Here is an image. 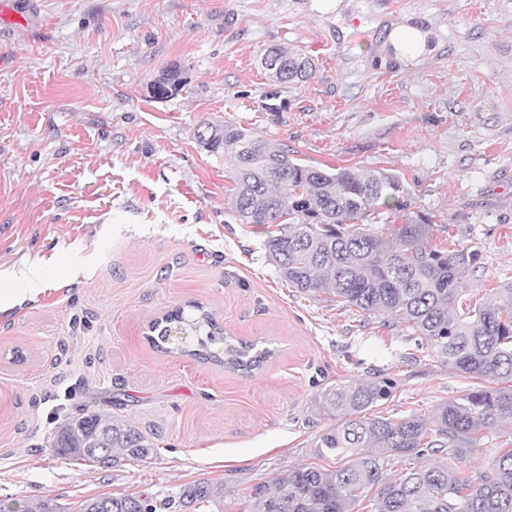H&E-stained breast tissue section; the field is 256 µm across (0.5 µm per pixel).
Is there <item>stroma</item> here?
<instances>
[{"label": "stroma", "mask_w": 512, "mask_h": 512, "mask_svg": "<svg viewBox=\"0 0 512 512\" xmlns=\"http://www.w3.org/2000/svg\"><path fill=\"white\" fill-rule=\"evenodd\" d=\"M401 27L423 53L397 50ZM273 47L310 56L312 76L273 85ZM173 65L184 91L151 98ZM206 119L303 165L397 174L435 242L478 252L464 301L512 282V0H0V271L46 287L0 313V501L75 512L207 479L224 512H255L253 485L335 468L314 448L336 422L322 391L377 373L394 384L382 415L400 416L470 387L405 326L288 287L261 227L231 216L224 157L195 138ZM192 304L269 349L261 369L154 348L151 321ZM82 408L155 434L156 455L55 454Z\"/></svg>", "instance_id": "1"}]
</instances>
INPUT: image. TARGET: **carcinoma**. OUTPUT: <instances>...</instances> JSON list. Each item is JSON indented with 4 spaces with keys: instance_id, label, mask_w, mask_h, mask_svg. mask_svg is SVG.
<instances>
[{
    "instance_id": "carcinoma-1",
    "label": "carcinoma",
    "mask_w": 512,
    "mask_h": 512,
    "mask_svg": "<svg viewBox=\"0 0 512 512\" xmlns=\"http://www.w3.org/2000/svg\"><path fill=\"white\" fill-rule=\"evenodd\" d=\"M264 68L277 83L308 77L312 60L273 48ZM185 88L177 67L163 69L150 84L156 99ZM208 152L224 155L233 182L229 210L242 224L272 225L263 246L288 286L313 297L322 294L366 314L381 313L388 325L403 324L425 341L428 355L458 375L485 382L437 405L431 415L383 416L376 412L393 386L373 377L319 394L325 411L340 421L322 430L320 457H336V468L298 465L258 483L250 497L258 512H512V438L484 469L464 472L438 456L480 451L481 440L512 425V287L494 288L466 310L456 307L460 278L478 254L461 245L433 241V224L422 216L375 230L359 220L382 207L408 208L399 176L350 168L326 170L297 163L249 129L229 121L205 120L195 133ZM151 344L164 353L215 362L250 373L268 358L248 341L224 335L202 305L187 316L177 309L149 325ZM61 456L118 465L156 453L152 437L122 417L82 412L65 419L53 440ZM422 463L397 478L387 474L389 457ZM224 484L206 479L161 499L131 494L91 498L93 512H196L223 502ZM36 505L1 503L0 512H56Z\"/></svg>"
}]
</instances>
